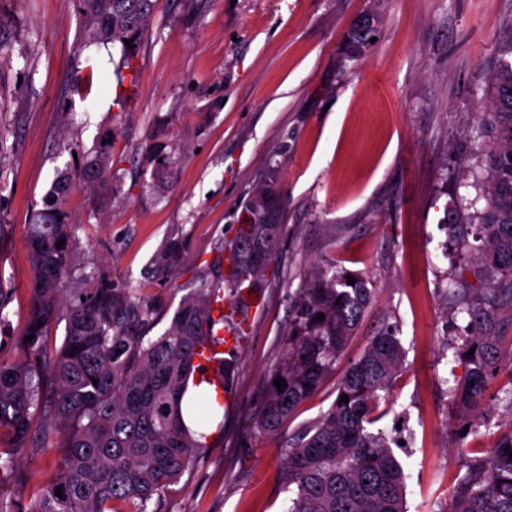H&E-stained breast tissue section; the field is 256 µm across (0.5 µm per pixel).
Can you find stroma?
Wrapping results in <instances>:
<instances>
[{
    "label": "stroma",
    "mask_w": 512,
    "mask_h": 512,
    "mask_svg": "<svg viewBox=\"0 0 512 512\" xmlns=\"http://www.w3.org/2000/svg\"><path fill=\"white\" fill-rule=\"evenodd\" d=\"M375 15L373 42L346 49ZM512 28V0H156L123 84L106 75L120 43L86 44L76 0H0V360H17L32 269L27 225L57 172L108 140L112 201L96 208L74 183L76 273L105 270L152 302L160 335L181 298L224 270L221 248L246 205L275 180L287 232L265 273L261 308L231 363L224 433L165 491L160 512H288L284 448L336 399V383L371 338L393 326L400 372L374 430L405 473L407 512H446L473 449L512 425V360L502 359L480 430H463L448 390L466 363L451 337L465 325L449 294L491 287L485 248L479 115ZM167 156L168 188L153 187ZM465 206V219L448 222ZM177 245L171 266L159 257ZM365 279L374 300L336 369L281 433L249 418L280 361L292 298L315 266ZM55 436L24 449L26 475L0 474V498L52 483Z\"/></svg>",
    "instance_id": "35a3bbf8"
}]
</instances>
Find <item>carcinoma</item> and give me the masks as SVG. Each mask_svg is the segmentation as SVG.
Listing matches in <instances>:
<instances>
[{
	"label": "carcinoma",
	"mask_w": 512,
	"mask_h": 512,
	"mask_svg": "<svg viewBox=\"0 0 512 512\" xmlns=\"http://www.w3.org/2000/svg\"><path fill=\"white\" fill-rule=\"evenodd\" d=\"M89 42L123 44L115 69L132 68L149 27L155 0H79ZM371 33L354 25L347 41L355 52ZM132 45L124 44V40ZM498 68L489 76L491 101L484 130L492 140L481 158L486 206L480 224L484 261L498 274L484 297L466 305L469 332L452 339L467 356L469 371L450 389L477 429L476 414L500 365L501 332L512 325V37L502 44ZM80 181L100 206L112 199V154L105 148L85 155ZM68 182L54 190L58 204L36 212L27 247L33 270L28 320L19 348L24 357L0 362V429L9 432L14 452L0 456V472L14 467V453L28 447L35 425L61 438L65 456L57 481L38 496L0 512H148L168 486L207 447L202 427L224 423L226 373L215 382L194 361L233 333L249 335L248 307L235 300L244 288H263L264 273L286 232L275 182L251 200L248 221L224 243L225 275L183 296L169 327L147 337L156 309L104 274L83 275L69 287L73 268V225L63 209ZM65 239L62 248L56 242ZM69 295L64 341L51 360L42 353L47 328ZM373 297L367 281L329 266L317 269L297 290L281 361L269 375L251 416L260 434H276L297 407L336 368ZM226 311L214 314L217 300ZM325 315L317 320V314ZM34 335L30 342L24 338ZM474 350L469 356L467 352ZM403 362L394 333L374 336L360 359L350 363L337 384L336 399L315 422L303 427L285 449L284 472L295 496L288 512H406L405 474L382 432L369 430L379 393L388 389ZM285 379L278 388L273 380ZM346 394L349 401H341ZM512 427L491 453L476 457L458 478L448 512H512ZM61 490L62 496L55 495ZM123 510H115L116 504Z\"/></svg>",
	"instance_id": "1"
}]
</instances>
